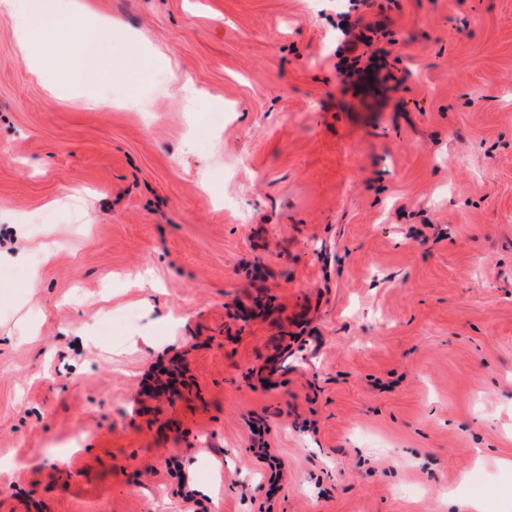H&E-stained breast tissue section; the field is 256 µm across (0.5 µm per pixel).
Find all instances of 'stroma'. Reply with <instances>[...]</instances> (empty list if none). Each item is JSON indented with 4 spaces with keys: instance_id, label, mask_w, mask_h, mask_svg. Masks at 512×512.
I'll list each match as a JSON object with an SVG mask.
<instances>
[{
    "instance_id": "obj_1",
    "label": "stroma",
    "mask_w": 512,
    "mask_h": 512,
    "mask_svg": "<svg viewBox=\"0 0 512 512\" xmlns=\"http://www.w3.org/2000/svg\"><path fill=\"white\" fill-rule=\"evenodd\" d=\"M89 2L81 87L0 16V512H512V0ZM383 27L379 23H363V18H358L354 23L347 22V26L342 29L344 37L342 45L338 49V54L345 55L341 58L340 64L337 67V72L341 77L342 84L347 88L349 84H353L351 79L354 76L360 77L363 73L369 71V67L361 69L357 67L361 58L366 52L355 55L360 49L361 45L370 47L373 42V37L368 36L366 32L376 34L381 31ZM351 56V58H350ZM351 59V61H349ZM342 63H348L344 66Z\"/></svg>"
}]
</instances>
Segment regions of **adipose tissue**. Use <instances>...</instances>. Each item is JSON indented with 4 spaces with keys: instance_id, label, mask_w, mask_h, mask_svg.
<instances>
[{
    "instance_id": "obj_1",
    "label": "adipose tissue",
    "mask_w": 512,
    "mask_h": 512,
    "mask_svg": "<svg viewBox=\"0 0 512 512\" xmlns=\"http://www.w3.org/2000/svg\"><path fill=\"white\" fill-rule=\"evenodd\" d=\"M0 12L10 18L34 75L45 70L43 48L51 43L71 61L69 80L80 83L104 73L102 50L85 37L88 13L77 0H0Z\"/></svg>"
}]
</instances>
